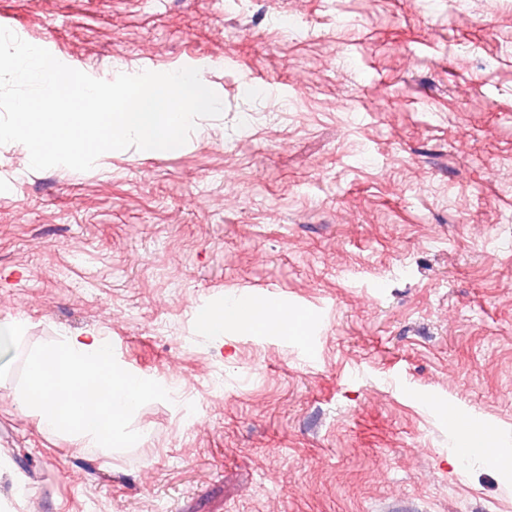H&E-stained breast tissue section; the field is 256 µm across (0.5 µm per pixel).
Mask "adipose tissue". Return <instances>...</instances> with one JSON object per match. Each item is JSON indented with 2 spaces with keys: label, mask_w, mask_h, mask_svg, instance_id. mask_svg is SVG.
I'll return each instance as SVG.
<instances>
[{
  "label": "adipose tissue",
  "mask_w": 512,
  "mask_h": 512,
  "mask_svg": "<svg viewBox=\"0 0 512 512\" xmlns=\"http://www.w3.org/2000/svg\"><path fill=\"white\" fill-rule=\"evenodd\" d=\"M197 331L204 336H221L241 325H254L268 332H278L288 323L287 316L273 313L254 300L231 297L215 305L198 307L194 314Z\"/></svg>",
  "instance_id": "ef3b65f1"
}]
</instances>
